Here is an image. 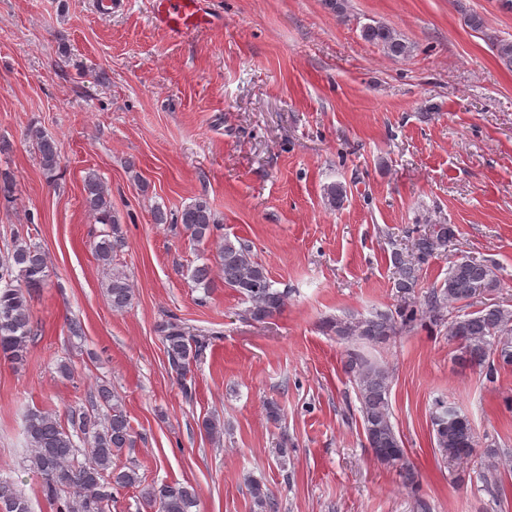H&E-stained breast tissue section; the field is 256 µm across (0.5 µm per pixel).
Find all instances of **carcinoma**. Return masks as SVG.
Returning <instances> with one entry per match:
<instances>
[{
  "label": "carcinoma",
  "instance_id": "1",
  "mask_svg": "<svg viewBox=\"0 0 512 512\" xmlns=\"http://www.w3.org/2000/svg\"><path fill=\"white\" fill-rule=\"evenodd\" d=\"M361 37L391 58L409 53L400 34L387 25L366 24ZM27 136L42 170L49 179H55L60 163L58 142L39 129L28 130ZM83 190L86 210L97 223L109 226L94 245V252L109 269L105 289L112 311L123 313L131 308L135 293L126 273L112 267L113 254L125 245L122 225L112 212L109 188L96 171L86 172ZM345 197L346 187L341 183L324 188L326 204L333 210ZM175 223L183 225L193 243L210 249L221 272L220 284L238 293L247 304L245 319L260 323L284 309L286 293L274 287L265 266L255 258L252 244L220 234V224L206 200L200 198L186 206L176 215ZM454 236L453 225L431 224L427 230L416 232L410 251H392L395 309L371 316L349 312L326 322L338 340L349 344L344 370L356 392L367 447L380 464L402 466L405 456L391 453L403 447L392 423L391 371L369 357L364 348L384 344L417 324H443L457 343L454 359L458 364L482 369L491 383L499 367L512 366V309L492 299L501 286L495 265L461 257L448 267L443 282L420 297L416 295L424 266ZM201 260L202 264L189 271V278L207 294L218 283L209 258L203 256ZM47 277L46 252L24 233H15L7 258L0 261V359L17 366L25 364L29 346L41 332L30 306V291L42 287ZM477 303L481 309L470 310ZM159 332L170 373L190 398L193 367L204 357L212 334L195 332L174 315L159 325ZM90 398L98 400L106 412L72 408L62 419L53 411L35 407L24 415V435L31 449L29 469L40 475L55 512H110L114 492L142 483L135 463H120L125 451L135 447L125 409L105 385L90 392ZM430 421L441 461L451 469L476 464L480 490L489 497V503L499 505L503 493L500 461L511 459L512 452L487 448L484 460L475 463L474 430L467 415L451 402L435 401ZM200 430L218 443L224 435V422L207 417ZM250 493L256 512H280L281 503L263 482L251 480ZM142 495L157 512H193L197 507L195 488L176 480L154 482L142 489ZM0 512H31L15 484L2 479Z\"/></svg>",
  "mask_w": 512,
  "mask_h": 512
}]
</instances>
